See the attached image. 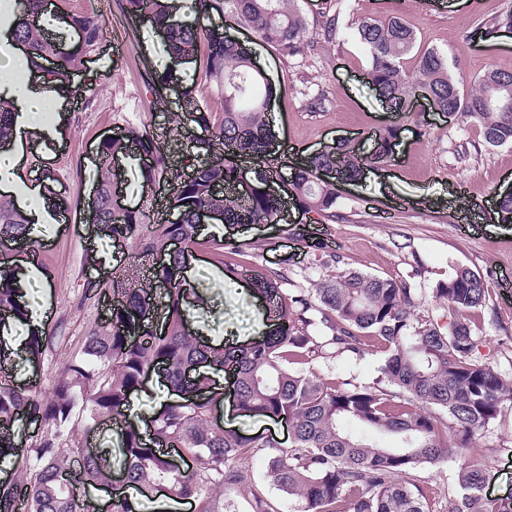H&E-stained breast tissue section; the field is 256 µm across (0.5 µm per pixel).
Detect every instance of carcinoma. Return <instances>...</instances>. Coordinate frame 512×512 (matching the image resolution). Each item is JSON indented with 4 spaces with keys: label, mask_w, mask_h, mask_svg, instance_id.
Masks as SVG:
<instances>
[{
    "label": "carcinoma",
    "mask_w": 512,
    "mask_h": 512,
    "mask_svg": "<svg viewBox=\"0 0 512 512\" xmlns=\"http://www.w3.org/2000/svg\"><path fill=\"white\" fill-rule=\"evenodd\" d=\"M27 13L17 14L13 39L27 45L26 55L46 84L61 81L77 62L95 50L102 23L73 16L81 34L77 47L61 53L37 19L45 0H27ZM129 15L148 17L165 51L174 61L200 64L205 76L217 78L224 94L221 121H212L200 91H181L185 111L194 122L213 130V157L199 164L186 180L173 177L170 210L176 223L157 224L141 232L140 213L109 208L117 189L114 157L129 148L151 154L159 172L167 169L164 142L149 131L128 130L103 141L94 205L89 223L111 225L112 239L130 244L134 262L167 255L141 282L131 285L113 276L115 305L106 323L85 336L82 355L71 359L50 392L0 387V461L20 460L36 470L28 481L16 476L0 482V512H18L26 500L29 512H101L89 487L112 485L115 470L140 495L161 494L186 501L195 512H228L229 494L249 486L252 459L268 456L266 478L303 505L302 512H512V498L488 500L483 494L487 464L463 459L456 484L441 494L420 472L470 447L495 420L501 404L512 401V378L495 370L480 352L483 342L479 312L490 289L485 278L460 267L436 289L444 313H420L421 300L407 280L347 271L320 279L314 288L291 291L270 268H255L224 259V240L211 245L221 257V272L243 279L263 303L270 330L245 346L214 347L191 333V316L201 319L221 302L205 297L184 275L197 240L200 220L218 224H266L280 221L279 192L258 193L241 180L247 159L254 173L278 185L280 174L270 163L291 170L288 195L296 210L315 214V222L336 221L337 185L356 182L365 168L385 162L393 152L394 132L375 141L370 154H357L338 143L318 154L290 160L272 150L267 103L277 89L234 42L221 33L215 0H198L192 23L175 19V0H121ZM258 38L286 56L305 55L339 39L340 10H325L310 28L298 0H224ZM512 26V14L484 18L487 34ZM353 35L369 57L368 78L378 96L396 112L404 110L416 91L427 92L446 111L478 120L486 147L512 145V72L489 69L465 90L455 80L447 56L435 48L417 54L413 71L405 57L416 48L417 34L400 17L360 18ZM61 56L58 69L42 72L46 56ZM496 224H512V196H501L493 212ZM184 245L170 254L171 242ZM32 242L29 219L0 199V247ZM11 270L0 266V316L20 318L24 311ZM57 337L45 329L27 341L29 361L41 360ZM366 354L381 360L380 375L370 384L340 379L331 371L340 356ZM318 364V372L311 365ZM156 373L174 398L144 418L145 429L127 422L130 398L141 391L146 376ZM231 376L239 411L288 423L291 441L279 448L269 438L246 437L217 426L212 407L220 396L212 375ZM51 424L54 431L34 436L28 447L12 440L17 422ZM86 431L104 421L120 427L119 459L112 449L87 455L66 438L74 422ZM355 420L364 433L353 434L344 423ZM455 437L448 445V433ZM166 448H178L193 464L172 466ZM248 512H278L259 489L250 490Z\"/></svg>",
    "instance_id": "carcinoma-1"
}]
</instances>
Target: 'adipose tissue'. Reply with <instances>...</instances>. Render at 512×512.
Here are the masks:
<instances>
[{"label":"adipose tissue","instance_id":"obj_1","mask_svg":"<svg viewBox=\"0 0 512 512\" xmlns=\"http://www.w3.org/2000/svg\"><path fill=\"white\" fill-rule=\"evenodd\" d=\"M15 13V0H0V96L15 108L12 140L16 145L15 150L0 152V196L10 199L32 221L42 224L48 217L43 192L41 187L28 184L17 175L18 145L28 132L37 129L46 138H53L54 129H40L36 123L50 104L65 97L67 89L31 84L27 60L18 53L10 36Z\"/></svg>","mask_w":512,"mask_h":512}]
</instances>
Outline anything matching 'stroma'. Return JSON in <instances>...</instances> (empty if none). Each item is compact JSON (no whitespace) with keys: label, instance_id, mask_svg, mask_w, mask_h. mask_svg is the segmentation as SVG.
<instances>
[{"label":"stroma","instance_id":"1","mask_svg":"<svg viewBox=\"0 0 512 512\" xmlns=\"http://www.w3.org/2000/svg\"><path fill=\"white\" fill-rule=\"evenodd\" d=\"M339 6L345 35L303 56L283 57L232 15H225L223 24L282 89L271 105L277 152L299 157L340 140L365 148L393 128L395 153L387 163L368 169L362 182L340 187L337 221L315 224L291 209L285 223L205 225L188 275L224 293V312L210 320L209 335L221 341L229 328L245 340L258 330L255 308L242 286L218 274L210 248L214 237L236 249L243 263L277 271L285 288L306 289L341 271H360L408 280L419 292L422 309L435 314L440 311L439 284L463 266L489 284L490 299L481 313L483 352L502 374L512 377V224L487 220L492 199L512 185V147L482 146L481 126L469 118L451 120L418 105L403 113L387 111L368 82L367 53L349 31L363 16L401 17L417 31L418 49L434 47L447 54L453 76L468 87L488 68L512 71V29L487 35L477 27L480 17L511 12L512 0H340ZM76 14L99 16L103 38L71 75L73 90L64 108L47 119L57 125L59 141L26 137L19 164L20 176L37 177L61 207L76 200L94 202L98 147L131 128L168 134L169 160L185 170L180 143L170 132L179 125L192 127L191 117L182 112L176 95L162 103L153 95L167 76L183 86H199L214 116H221L224 108L215 82L196 64L170 65L150 25L126 17L117 0L105 8L99 0H63L52 13L57 23L54 41L63 50H71L79 38L66 21ZM117 34L128 45L126 53L113 44ZM320 90L326 91L330 105L308 108V95ZM463 142L479 147L465 162L454 154ZM121 165L122 205L146 213L154 201L164 200L162 182H145L143 161L127 158ZM72 218V223L46 224L34 231L43 258L36 275L24 280L29 308L45 310L48 327L61 332L38 368L23 373L43 393L51 391L68 360L81 353L88 331L109 316L115 273L124 272L132 281L139 274L128 263L126 245L114 241L105 228L84 224L82 214L73 213ZM309 238L321 242V249L307 247ZM88 279L103 285L89 300L83 297ZM221 412L225 425L289 443L287 423L239 416L227 402ZM465 455L488 460V498L512 496V403L503 402L497 419Z\"/></svg>","mask_w":512,"mask_h":512}]
</instances>
